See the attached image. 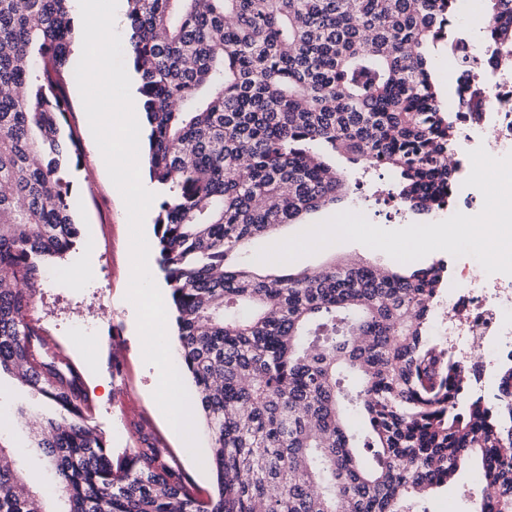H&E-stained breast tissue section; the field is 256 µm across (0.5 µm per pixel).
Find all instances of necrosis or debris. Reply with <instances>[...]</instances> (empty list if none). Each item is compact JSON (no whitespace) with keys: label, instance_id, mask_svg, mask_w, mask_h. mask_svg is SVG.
<instances>
[{"label":"necrosis or debris","instance_id":"4bbe7bcc","mask_svg":"<svg viewBox=\"0 0 512 512\" xmlns=\"http://www.w3.org/2000/svg\"><path fill=\"white\" fill-rule=\"evenodd\" d=\"M453 56L468 58L471 79L458 82L453 106L459 124L458 149L484 147L496 158L512 153V68L503 67L506 51L493 46L471 53L468 34H461ZM494 128L486 139V128ZM436 339L461 364L471 365L470 392L498 399L496 367L512 357V275L495 273L470 280L466 270L454 272L446 294L436 297L431 312Z\"/></svg>","mask_w":512,"mask_h":512}]
</instances>
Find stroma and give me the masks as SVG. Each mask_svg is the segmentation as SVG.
I'll return each mask as SVG.
<instances>
[{
	"mask_svg": "<svg viewBox=\"0 0 512 512\" xmlns=\"http://www.w3.org/2000/svg\"><path fill=\"white\" fill-rule=\"evenodd\" d=\"M63 93L69 112L62 131L73 134L81 154L79 162L67 165L73 220L79 233L71 249L49 263L48 278L30 317L59 343L62 354L78 369L91 406L89 423L101 434L112 457L129 453L136 445L134 426H143L169 450L201 496L213 495L216 478L210 466L193 460L183 440L170 432L153 398L156 370L143 360L135 330L136 312L125 298L130 268L126 207L107 171L88 168L98 146L73 76L64 79ZM380 184L378 178H364L348 201V210H361L371 223L386 229L416 223L415 215L377 200L375 191ZM355 255L377 266L392 262L382 251L339 242L295 260L294 265L315 271L332 257ZM81 269L92 270V277L76 280L74 274ZM0 410L5 413L0 444L14 470L23 476L38 475L31 489L46 512H66L68 504L58 496L55 476L33 434L37 418L51 414L52 406L37 398L15 375L4 372L0 374ZM480 494V486L471 483L463 470L451 490L434 492L424 506L427 512H471Z\"/></svg>",
	"mask_w": 512,
	"mask_h": 512,
	"instance_id": "1",
	"label": "stroma"
}]
</instances>
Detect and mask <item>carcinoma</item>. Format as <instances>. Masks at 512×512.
<instances>
[{
  "instance_id": "1",
  "label": "carcinoma",
  "mask_w": 512,
  "mask_h": 512,
  "mask_svg": "<svg viewBox=\"0 0 512 512\" xmlns=\"http://www.w3.org/2000/svg\"><path fill=\"white\" fill-rule=\"evenodd\" d=\"M128 4L147 162L165 190L160 268L217 492L190 493L140 432L113 462L87 425L78 370L29 319L46 261L78 234L58 92L73 20L70 0H0V281L12 284L0 288V371L69 415L35 434L69 512H413L471 460L493 465L486 512H512V364L495 405L468 396L467 369L430 336L445 262L397 271L342 259L292 273L246 249L347 199L338 155L389 172L403 212L449 203L459 130L431 47L458 38L457 0ZM509 13L512 0H487L506 49ZM0 512H44L9 465Z\"/></svg>"
}]
</instances>
